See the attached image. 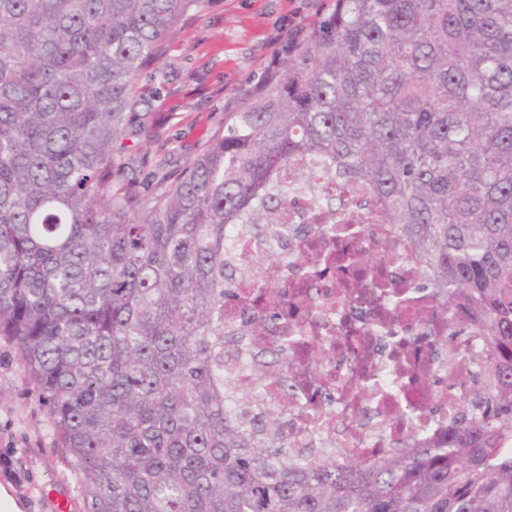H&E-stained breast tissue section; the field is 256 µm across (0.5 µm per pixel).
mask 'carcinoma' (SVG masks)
I'll list each match as a JSON object with an SVG mask.
<instances>
[{
	"mask_svg": "<svg viewBox=\"0 0 512 512\" xmlns=\"http://www.w3.org/2000/svg\"><path fill=\"white\" fill-rule=\"evenodd\" d=\"M208 2L0 0V337L84 512H512V0H322L224 133L117 191L138 78ZM310 162L413 242L448 339L484 338L441 444L350 466L297 454L286 405L237 417L226 226L288 223Z\"/></svg>",
	"mask_w": 512,
	"mask_h": 512,
	"instance_id": "1",
	"label": "carcinoma"
}]
</instances>
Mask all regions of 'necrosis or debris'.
Instances as JSON below:
<instances>
[{
  "label": "necrosis or debris",
  "mask_w": 512,
  "mask_h": 512,
  "mask_svg": "<svg viewBox=\"0 0 512 512\" xmlns=\"http://www.w3.org/2000/svg\"><path fill=\"white\" fill-rule=\"evenodd\" d=\"M332 192L331 183L308 173L306 189L291 197L284 229L228 228L233 276L224 282V329L242 343L225 358L224 376L238 391L255 394L254 406L241 410L247 416L256 407L283 406L280 380L296 362L298 383L318 402L315 412L292 407L282 416L283 431L299 450L361 462L443 442L449 423L477 395L467 357L481 349L482 339L468 332L445 342L437 313L419 321L417 302L431 291L415 285L422 261L407 240H397L385 270L392 285L378 296L357 270L344 276L299 261V254L327 239L319 227ZM301 285L314 296L308 310L270 321V307L257 301V291L278 293L285 311ZM293 335L298 341L287 345L286 359L254 364L255 348L285 345Z\"/></svg>",
  "instance_id": "obj_1"
}]
</instances>
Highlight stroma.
I'll return each mask as SVG.
<instances>
[{
    "label": "stroma",
    "instance_id": "35a3bbf8",
    "mask_svg": "<svg viewBox=\"0 0 512 512\" xmlns=\"http://www.w3.org/2000/svg\"><path fill=\"white\" fill-rule=\"evenodd\" d=\"M318 6V0H210L202 15L187 17L139 78L137 117L122 142L134 160L127 177L149 182L152 157L179 161L221 132L228 113L242 110L271 74L281 22L293 19L302 30ZM0 485L21 512H52L59 496L71 500V512H83L70 458L52 435L17 347L1 337Z\"/></svg>",
    "mask_w": 512,
    "mask_h": 512
}]
</instances>
